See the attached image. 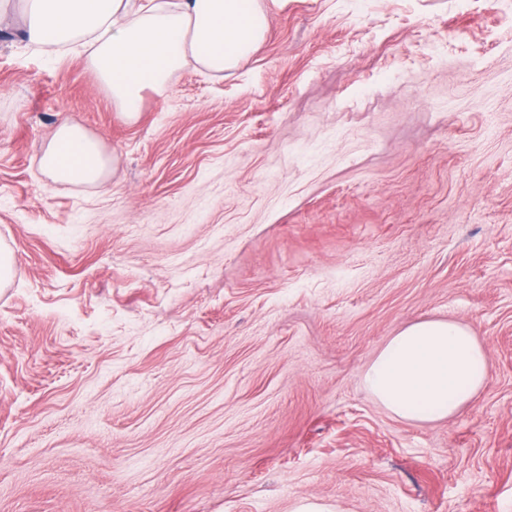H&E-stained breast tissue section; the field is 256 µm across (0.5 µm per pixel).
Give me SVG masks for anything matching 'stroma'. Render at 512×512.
Instances as JSON below:
<instances>
[{"mask_svg": "<svg viewBox=\"0 0 512 512\" xmlns=\"http://www.w3.org/2000/svg\"><path fill=\"white\" fill-rule=\"evenodd\" d=\"M252 57L136 120L0 0V512H512V0H265ZM114 160L39 170L60 123ZM469 329L454 416L363 385ZM488 372L486 352L466 327L428 320L392 336L367 367L363 383L395 417L427 422L456 414Z\"/></svg>", "mask_w": 512, "mask_h": 512, "instance_id": "35a3bbf8", "label": "stroma"}]
</instances>
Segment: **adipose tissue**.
I'll return each mask as SVG.
<instances>
[{"instance_id": "adipose-tissue-1", "label": "adipose tissue", "mask_w": 512, "mask_h": 512, "mask_svg": "<svg viewBox=\"0 0 512 512\" xmlns=\"http://www.w3.org/2000/svg\"><path fill=\"white\" fill-rule=\"evenodd\" d=\"M24 37L35 47L84 55L113 104L135 119L145 92L162 93L187 65L224 72L259 47L268 31L261 0H27ZM43 175L54 184L98 186L112 166L80 126L64 123L43 146ZM489 372L476 336L453 321L407 326L363 375L373 397L395 417L435 421L456 414Z\"/></svg>"}]
</instances>
